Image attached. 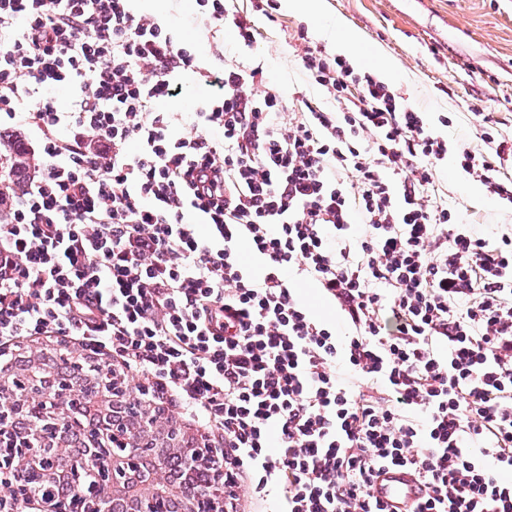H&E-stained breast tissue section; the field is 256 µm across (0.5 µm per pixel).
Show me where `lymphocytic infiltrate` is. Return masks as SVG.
<instances>
[{"label": "lymphocytic infiltrate", "mask_w": 512, "mask_h": 512, "mask_svg": "<svg viewBox=\"0 0 512 512\" xmlns=\"http://www.w3.org/2000/svg\"><path fill=\"white\" fill-rule=\"evenodd\" d=\"M134 2L0 0V130L35 159L0 153V370L63 343L152 387L227 512H388L385 464L416 472L414 512H512V227L449 209L447 116L317 47L334 108L286 98ZM196 3L253 48L228 0ZM190 78L206 101L168 111ZM481 139L458 165L512 204V140Z\"/></svg>", "instance_id": "lymphocytic-infiltrate-1"}]
</instances>
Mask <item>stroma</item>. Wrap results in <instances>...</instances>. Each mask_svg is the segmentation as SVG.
Returning a JSON list of instances; mask_svg holds the SVG:
<instances>
[{"label": "stroma", "instance_id": "1", "mask_svg": "<svg viewBox=\"0 0 512 512\" xmlns=\"http://www.w3.org/2000/svg\"><path fill=\"white\" fill-rule=\"evenodd\" d=\"M256 3L232 0L231 7L255 25L250 63L262 67L284 95L319 97L300 57L308 46L335 53L322 29L340 22L359 33L370 51L366 69L379 70L378 56L390 58L395 69L387 81L406 103L432 121L447 116L449 146L481 150L487 116L501 137L512 139V0H318L315 13L283 6L269 18L257 12ZM156 13L202 50L216 44L224 59L238 58L233 32L202 21L195 0H162ZM476 184L452 158L438 172L449 207L479 232L512 226V207L488 193L473 194Z\"/></svg>", "mask_w": 512, "mask_h": 512}]
</instances>
